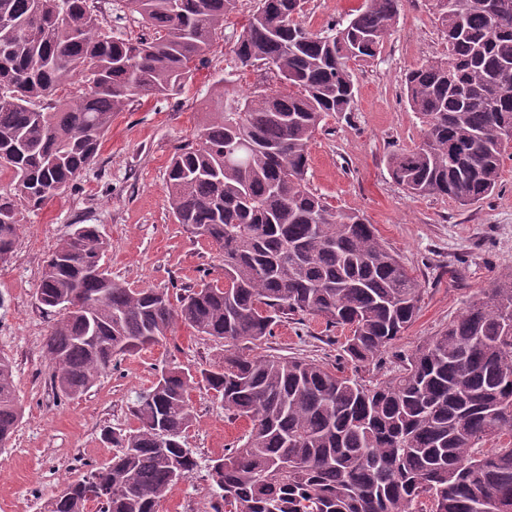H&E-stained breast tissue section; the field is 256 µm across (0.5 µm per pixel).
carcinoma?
Returning a JSON list of instances; mask_svg holds the SVG:
<instances>
[{
  "label": "carcinoma",
  "instance_id": "obj_1",
  "mask_svg": "<svg viewBox=\"0 0 512 512\" xmlns=\"http://www.w3.org/2000/svg\"><path fill=\"white\" fill-rule=\"evenodd\" d=\"M93 0H0V167L18 199L39 207L92 165L112 117L134 102L179 94L212 51L239 0H120L114 21L139 15L147 33L121 38ZM447 52L412 70L405 95L422 141L390 158L415 196L461 203L489 196L512 140V0H433ZM304 0H259L234 53L262 64L283 90L242 98L224 89L195 141L166 169L176 223L214 246L224 284L200 281L173 297L112 280L107 245L79 224L52 249L36 297L59 314L46 341L53 385L90 390L118 355L184 326L224 341V358L197 372L165 366L131 406L136 425L105 435L114 453L89 470L112 496L68 484L47 512H157L198 470L187 447L191 392L203 385L247 422L208 467L214 512H512V275L491 279L448 328L377 383L312 360L251 355L288 320L350 331L343 353L376 361L416 319L422 288L357 211L332 207L306 181L321 123L355 105L349 62L376 56L402 0H366L346 23L313 32ZM96 70L85 78L78 64ZM20 235L0 199V261ZM85 297L95 305L61 307ZM21 419L13 365L0 355V447Z\"/></svg>",
  "mask_w": 512,
  "mask_h": 512
}]
</instances>
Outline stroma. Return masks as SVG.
<instances>
[{
  "mask_svg": "<svg viewBox=\"0 0 512 512\" xmlns=\"http://www.w3.org/2000/svg\"><path fill=\"white\" fill-rule=\"evenodd\" d=\"M240 2L184 94L131 103L113 117L95 163L73 187L41 208L19 209L20 238L12 258L0 264V354L14 361L23 418L0 451V512H44L88 466L107 464L113 448L105 431L133 426L129 405L163 365L194 370L224 355L223 343L180 326L166 341L119 357L88 392L63 397L45 353L53 317L40 308L36 291L50 250L77 224L94 225L107 242L105 263L119 284L179 293L204 276L223 280L215 247L175 223L164 177L176 149L195 139L219 90L245 95L282 86L265 66L244 67L237 60L233 46L242 21L258 7V0ZM363 2L307 0L300 19L308 29L324 31L345 22ZM445 49L432 0H403L377 56L351 66L353 111L326 117L310 144L309 187L334 207L364 213L422 288L416 320L370 367L377 380L445 330L491 278L512 271L511 155L503 157L495 191L465 205L411 195L389 170L393 153L422 139V124L404 95L405 77ZM345 334L342 328L325 333L314 318L286 322L259 351L333 365L349 375L353 367L341 348ZM191 405L187 443L202 468L171 489L160 512H212L215 495L203 465L223 456L246 427L228 419L205 388L193 390Z\"/></svg>",
  "mask_w": 512,
  "mask_h": 512,
  "instance_id": "35a3bbf8",
  "label": "stroma"
}]
</instances>
